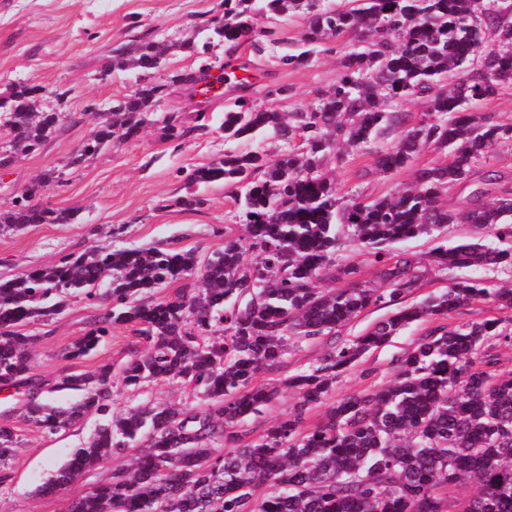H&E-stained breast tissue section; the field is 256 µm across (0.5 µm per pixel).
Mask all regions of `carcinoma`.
Instances as JSON below:
<instances>
[{
    "instance_id": "1",
    "label": "carcinoma",
    "mask_w": 512,
    "mask_h": 512,
    "mask_svg": "<svg viewBox=\"0 0 512 512\" xmlns=\"http://www.w3.org/2000/svg\"><path fill=\"white\" fill-rule=\"evenodd\" d=\"M301 15L307 26L280 60L309 64L328 39L356 40L344 53L333 87L318 102L291 112L257 110L241 98L224 111L234 140L272 132L284 144L226 153L187 176L200 186L222 180L238 204L244 233L202 258L192 249L158 245L89 248L55 263L0 279V383L34 386L22 421L57 435L85 416H107L85 446L54 468L41 492L75 481L105 457L131 452L125 464L66 512H512V372L499 369L498 347H512V327L500 318L461 322L448 315L474 301L512 310V281L467 278L426 293L414 259L397 245L435 237L449 224L488 229L494 242L471 237L433 249L443 268L512 270V188L487 177L463 210L442 196L473 181L493 147L512 141V125L472 111L512 86V0H224V15L202 25L201 41L182 47L202 72L211 48L232 50L272 29L258 15ZM169 46L135 38L112 48V66L146 71L161 66ZM165 85L146 83L117 101L81 143L78 165L136 138L145 115L157 111ZM44 87L22 84L0 97L10 139L0 162L39 151L63 115L38 107ZM421 98L424 117L412 125L390 103ZM374 168L393 173L426 150L449 153L444 164L415 170L412 184L387 197L354 203L339 196L326 171L373 147ZM74 214L30 200L0 212V230L29 224H69ZM359 245L365 264L385 286L352 282L360 266L339 260L341 229ZM332 281L336 288H323ZM178 284L174 292L160 291ZM106 286L110 306L67 349L73 359L95 352L114 324H131L143 344L118 368L42 379L32 358L37 337L28 327L62 312L71 298L94 300ZM391 312L362 333L333 341L317 362L277 382L262 373L284 367L290 348L333 338L370 308ZM432 327L397 360L391 380L333 397L340 375L412 323ZM132 391L151 382L186 384L203 406L140 403L112 409V377ZM297 395L286 416L255 438L244 424L265 414L282 391ZM18 434L0 426V486Z\"/></svg>"
}]
</instances>
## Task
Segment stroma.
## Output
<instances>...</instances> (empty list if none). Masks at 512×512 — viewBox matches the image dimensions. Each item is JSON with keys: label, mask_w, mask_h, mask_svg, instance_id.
<instances>
[{"label": "stroma", "mask_w": 512, "mask_h": 512, "mask_svg": "<svg viewBox=\"0 0 512 512\" xmlns=\"http://www.w3.org/2000/svg\"><path fill=\"white\" fill-rule=\"evenodd\" d=\"M223 10L224 0H8L7 7L0 9V94L19 83L40 85L49 90L41 107L67 115L58 133L39 152L15 159L0 173V208L8 207L17 193L39 180L43 183L42 205L75 214L70 224H31L17 232H0V278L14 277L94 246L112 249L159 244L194 248L205 257L223 248L225 235L240 233L237 207L223 182L199 186L197 195L202 203L195 209L179 206V199L187 193L183 173L208 166L230 150L282 152L283 143L270 133L257 141L225 140L220 123L226 101L243 96L257 109L282 112L315 104L319 93L335 83L343 50L337 47L320 53L301 68L283 65L281 56L306 27L302 17L292 16L277 28V43L267 45L263 53H255L248 44L237 50L238 60L251 67L248 82L213 94L170 84L173 73L196 67L194 55L181 49V42L193 38L205 20ZM143 35L171 43L161 67L147 75L116 69L100 78L110 49ZM146 80L166 85L167 90L158 110L148 114L138 139L113 141L110 148L81 165L69 166L74 149L88 137L97 120L88 112V104L111 105ZM282 85L289 89L287 98L273 96V89ZM201 111L212 118L205 131L193 127ZM170 117L190 127L183 141L163 138V121ZM447 160V154L428 150L416 158L414 167L380 174L373 170L372 154L365 153L346 163L328 159L325 168L334 174L342 195L371 200L410 184L415 166ZM432 247L426 237L403 245L418 260L416 272L425 292L467 275L463 269H440L431 255ZM99 309L98 303L75 297L62 313L31 327V334L38 338L34 359L40 374L53 377L131 359L137 338L128 324L114 326L89 359L67 357V348L84 335ZM421 334V325L413 324L391 343L368 354L359 366L342 374L336 384L337 395L363 389L367 380L361 372L365 369L371 371V380L389 381L395 359L411 350ZM28 399L26 388L0 385V425L14 427L20 441L9 463L13 480L0 489V512H65L70 498L107 478L119 460H104L65 488L37 494L52 465L82 447L102 418L87 416L48 437L22 423Z\"/></svg>", "instance_id": "1"}]
</instances>
